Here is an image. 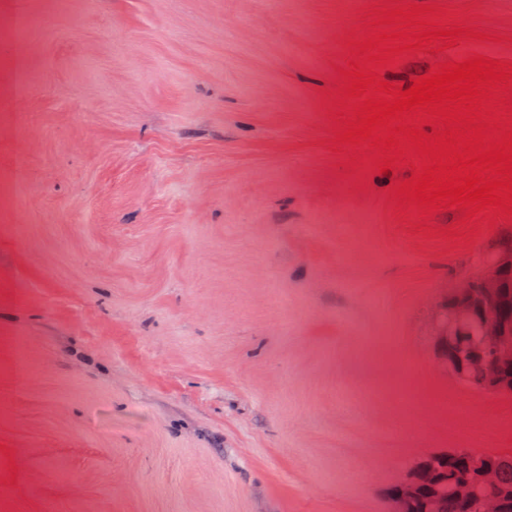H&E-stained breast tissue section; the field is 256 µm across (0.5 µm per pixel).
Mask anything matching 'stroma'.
Returning <instances> with one entry per match:
<instances>
[{"instance_id": "obj_1", "label": "stroma", "mask_w": 512, "mask_h": 512, "mask_svg": "<svg viewBox=\"0 0 512 512\" xmlns=\"http://www.w3.org/2000/svg\"><path fill=\"white\" fill-rule=\"evenodd\" d=\"M512 62V0H0V512H391L427 454L512 456L433 318L512 217L410 207L344 75Z\"/></svg>"}]
</instances>
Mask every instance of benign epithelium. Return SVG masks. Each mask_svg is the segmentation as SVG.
Masks as SVG:
<instances>
[{"label": "benign epithelium", "instance_id": "1", "mask_svg": "<svg viewBox=\"0 0 512 512\" xmlns=\"http://www.w3.org/2000/svg\"><path fill=\"white\" fill-rule=\"evenodd\" d=\"M488 274L457 283L440 302L435 320L439 364L463 383L481 390L512 392V248L503 247L488 258ZM477 325L479 336H468ZM470 465L486 488L480 512H501L491 487L495 473L484 456L471 454ZM434 458L428 456L408 470L395 485L392 512H413L420 492L438 486Z\"/></svg>", "mask_w": 512, "mask_h": 512}]
</instances>
